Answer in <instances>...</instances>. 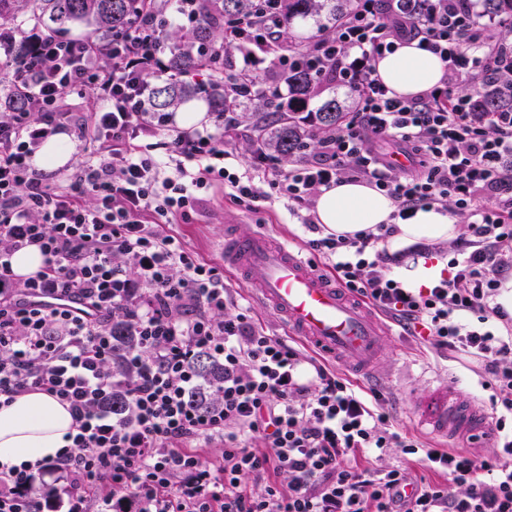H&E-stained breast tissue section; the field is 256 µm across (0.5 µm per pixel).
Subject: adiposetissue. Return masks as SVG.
Masks as SVG:
<instances>
[{"instance_id": "adipose-tissue-1", "label": "adipose tissue", "mask_w": 512, "mask_h": 512, "mask_svg": "<svg viewBox=\"0 0 512 512\" xmlns=\"http://www.w3.org/2000/svg\"><path fill=\"white\" fill-rule=\"evenodd\" d=\"M378 78L397 95L414 97L437 85L442 67L431 53L416 45H400L375 64ZM395 206L390 198L364 182L341 181L318 198L316 214L327 232L354 236L378 224L393 222ZM394 246L422 240H447L456 228L443 210L416 209L413 216L397 223ZM68 408L49 395L30 391L0 406V467L18 466L56 458L72 428Z\"/></svg>"}]
</instances>
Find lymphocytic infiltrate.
<instances>
[{"label": "lymphocytic infiltrate", "instance_id": "f902f5d3", "mask_svg": "<svg viewBox=\"0 0 512 512\" xmlns=\"http://www.w3.org/2000/svg\"><path fill=\"white\" fill-rule=\"evenodd\" d=\"M199 0H139V20L112 38L33 35L22 61L7 53L16 30L0 25V64L16 73L26 109L0 115V398L38 390L67 406L69 445L56 459L0 469V512H512V312L498 298L512 278V111L479 112L482 80L512 78V18L474 0H354L312 51L276 36L281 0H255L228 17L221 48L238 62L221 75L238 101L287 102L258 73H313L346 88L356 106L336 129L304 143L291 165L250 144L238 152L239 112L215 129H183L147 108L149 74L165 70L173 16L196 23ZM414 41L441 63L439 84L403 98L374 63ZM474 76L460 91V74ZM92 95L89 114L67 97ZM288 103V102H287ZM67 133L76 164L49 179L35 156ZM165 149L175 172L154 157ZM409 164H392L394 154ZM342 180L391 198L395 223L347 238L321 234L316 201ZM240 210L278 200L311 232L337 282L377 311L423 331L441 350L476 359L493 391V456L432 448L409 437L314 350L270 335L224 281L170 227L186 224L214 186ZM435 206L462 227L446 274L410 288L390 274L397 220ZM38 248L29 276L9 259ZM121 322L135 338L120 349ZM224 368L204 382L194 362ZM122 357L124 370L112 362ZM129 402L112 409L114 394ZM206 406H197L194 395ZM264 442L266 451L255 450ZM222 452L203 456L207 445ZM424 462L435 480L402 465L364 466L370 452ZM55 487H48L46 475Z\"/></svg>", "mask_w": 512, "mask_h": 512}]
</instances>
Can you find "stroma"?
Segmentation results:
<instances>
[{
    "label": "stroma",
    "mask_w": 512,
    "mask_h": 512,
    "mask_svg": "<svg viewBox=\"0 0 512 512\" xmlns=\"http://www.w3.org/2000/svg\"><path fill=\"white\" fill-rule=\"evenodd\" d=\"M235 225L241 235L266 233L279 244L305 249L307 234L280 202L266 205L259 214L237 209L222 189H214L202 212L189 224L174 225L188 248L217 265L224 262V227ZM476 361L461 352L436 349L430 340L400 327L384 339L381 358L366 372L343 369V377L368 393H377L379 404L394 426L434 448L467 450L466 440L441 439L420 421L423 400L447 384L482 409H490V390L482 385Z\"/></svg>",
    "instance_id": "1"
}]
</instances>
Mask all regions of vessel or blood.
Segmentation results:
<instances>
[{
    "label": "vessel or blood",
    "mask_w": 512,
    "mask_h": 512,
    "mask_svg": "<svg viewBox=\"0 0 512 512\" xmlns=\"http://www.w3.org/2000/svg\"><path fill=\"white\" fill-rule=\"evenodd\" d=\"M224 259L243 272L248 288L283 316L293 333L335 362L365 365L379 356L385 336L379 322L288 247L260 233L230 236L224 240ZM461 401L450 386L429 403L425 422L432 434H467L476 444L489 439L490 418Z\"/></svg>",
    "instance_id": "b4317fda"
}]
</instances>
